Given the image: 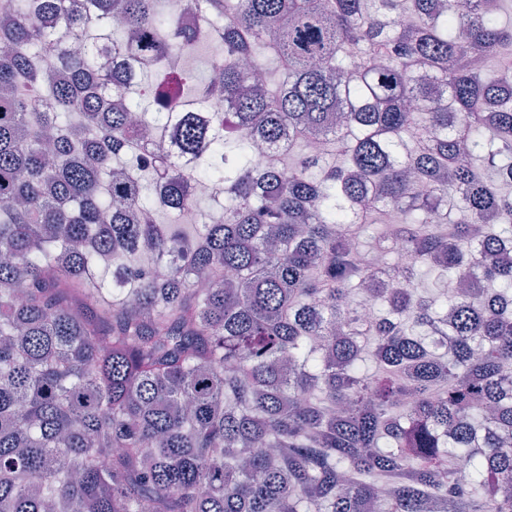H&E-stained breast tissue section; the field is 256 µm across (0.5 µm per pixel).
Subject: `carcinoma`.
Segmentation results:
<instances>
[{
	"label": "carcinoma",
	"mask_w": 512,
	"mask_h": 512,
	"mask_svg": "<svg viewBox=\"0 0 512 512\" xmlns=\"http://www.w3.org/2000/svg\"><path fill=\"white\" fill-rule=\"evenodd\" d=\"M200 8L0 0V512H512L502 0Z\"/></svg>",
	"instance_id": "1"
}]
</instances>
